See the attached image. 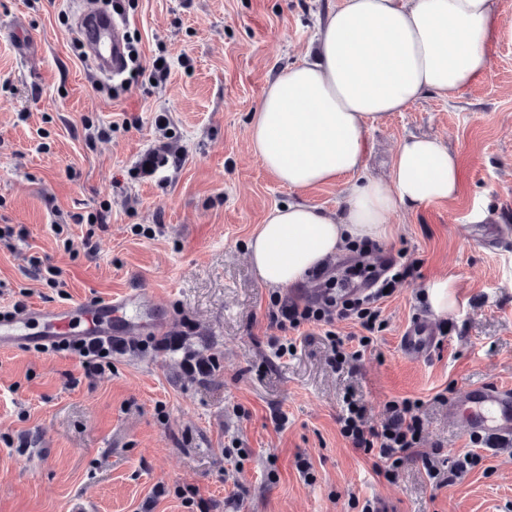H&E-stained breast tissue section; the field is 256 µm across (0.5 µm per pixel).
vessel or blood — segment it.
Returning a JSON list of instances; mask_svg holds the SVG:
<instances>
[{
	"label": "vessel or blood",
	"instance_id": "vessel-or-blood-1",
	"mask_svg": "<svg viewBox=\"0 0 512 512\" xmlns=\"http://www.w3.org/2000/svg\"><path fill=\"white\" fill-rule=\"evenodd\" d=\"M126 28L113 14L100 10L79 14L78 35L88 60L100 74L117 77L125 67ZM151 296L133 290L107 299H86L50 308L0 312V351L31 344L55 347L63 342L103 340L122 344L129 337L150 332L166 334ZM441 336L425 317L414 319L400 339L402 352L412 358L429 354ZM466 409L469 435L478 437L488 452L512 445V390L497 385L468 389L463 400L448 404L449 418Z\"/></svg>",
	"mask_w": 512,
	"mask_h": 512
}]
</instances>
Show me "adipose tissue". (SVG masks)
<instances>
[{
    "label": "adipose tissue",
    "mask_w": 512,
    "mask_h": 512,
    "mask_svg": "<svg viewBox=\"0 0 512 512\" xmlns=\"http://www.w3.org/2000/svg\"><path fill=\"white\" fill-rule=\"evenodd\" d=\"M497 12V0H341L317 59L269 81L251 118L252 153L291 189L344 182L345 206H274L249 244L264 284L292 286L351 242L392 238L400 210L457 194V159L436 138L403 141L387 182L363 176L366 133L424 97L451 103L472 87L490 67Z\"/></svg>",
    "instance_id": "1"
}]
</instances>
